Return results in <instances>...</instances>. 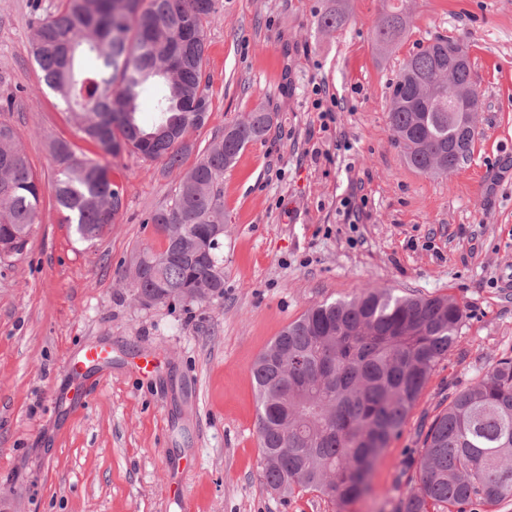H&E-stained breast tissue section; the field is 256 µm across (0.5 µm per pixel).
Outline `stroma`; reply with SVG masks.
Instances as JSON below:
<instances>
[{
    "mask_svg": "<svg viewBox=\"0 0 512 512\" xmlns=\"http://www.w3.org/2000/svg\"><path fill=\"white\" fill-rule=\"evenodd\" d=\"M57 0H0V122L20 138L43 184L52 145L97 156L56 95L39 83L28 28ZM215 0L205 22L209 116L190 131L191 168L225 124L256 107L266 135L224 172V294L141 306L130 270L163 237L146 217L176 186L161 159L106 156L123 192L115 224L79 239L44 194L23 254L0 261V512H395L414 481L409 460L454 392L512 356V0H406L407 32L388 53L373 41L383 0ZM465 43L481 94L470 160L448 177L410 169L386 102L407 57L435 38ZM341 103L321 127L313 83ZM345 151H337V142ZM367 285L448 296L466 317L368 491L346 509L312 491L289 496L260 470L252 364L309 308ZM111 347L91 385L67 361Z\"/></svg>",
    "mask_w": 512,
    "mask_h": 512,
    "instance_id": "stroma-1",
    "label": "stroma"
}]
</instances>
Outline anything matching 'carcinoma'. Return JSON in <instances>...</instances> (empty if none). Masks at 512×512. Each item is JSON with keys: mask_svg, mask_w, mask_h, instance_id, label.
Masks as SVG:
<instances>
[{"mask_svg": "<svg viewBox=\"0 0 512 512\" xmlns=\"http://www.w3.org/2000/svg\"><path fill=\"white\" fill-rule=\"evenodd\" d=\"M214 0H58L31 24L40 83L55 92L79 132L105 155L124 149L163 159L176 173L171 203L144 223L166 246H147L133 281L145 307L202 303L224 295V170L269 130L271 113L255 108L224 126L191 169L181 171L190 130L209 109L204 22ZM340 8L318 20L341 27ZM404 5H391L373 31L380 50L406 33ZM471 87V69L453 74ZM154 92V118L144 124L141 95ZM393 140L406 164L448 176L463 165L453 148L448 104V39L437 38L402 63L386 104ZM51 186L62 223L84 241L115 223L122 191L100 159L55 144ZM43 195L16 132L0 123V259L26 249ZM465 312L448 297L399 296L367 286L349 300L308 309L277 336L253 367L261 472L267 485L310 490L345 509L359 498L382 451L398 436L436 364L458 343ZM512 500V357L497 360L434 418L416 462V481L398 512H492Z\"/></svg>", "mask_w": 512, "mask_h": 512, "instance_id": "carcinoma-1", "label": "carcinoma"}]
</instances>
